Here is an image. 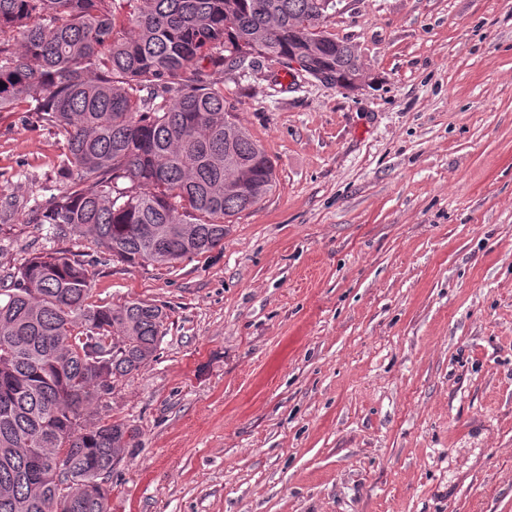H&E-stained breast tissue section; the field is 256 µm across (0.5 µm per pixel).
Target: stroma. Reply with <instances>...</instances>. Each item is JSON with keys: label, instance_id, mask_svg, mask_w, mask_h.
I'll return each instance as SVG.
<instances>
[{"label": "stroma", "instance_id": "obj_1", "mask_svg": "<svg viewBox=\"0 0 512 512\" xmlns=\"http://www.w3.org/2000/svg\"><path fill=\"white\" fill-rule=\"evenodd\" d=\"M359 89L209 68L272 193L175 268L47 239L65 140L0 112V283L55 249L168 319L95 403L138 430L112 512H512V0H343Z\"/></svg>", "mask_w": 512, "mask_h": 512}]
</instances>
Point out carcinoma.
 Here are the masks:
<instances>
[{"label": "carcinoma", "mask_w": 512, "mask_h": 512, "mask_svg": "<svg viewBox=\"0 0 512 512\" xmlns=\"http://www.w3.org/2000/svg\"><path fill=\"white\" fill-rule=\"evenodd\" d=\"M0 0V110L65 138V183L29 210L111 260L173 268L224 245L233 217L276 186L262 144L203 64L255 69L303 47L324 0ZM248 46L246 53L242 47ZM313 62L340 85L359 67L329 41ZM243 183L244 193L224 184ZM92 272L42 251L0 299V512H111L107 479L136 429L90 406L156 357L166 321L144 301L90 302Z\"/></svg>", "instance_id": "1"}]
</instances>
